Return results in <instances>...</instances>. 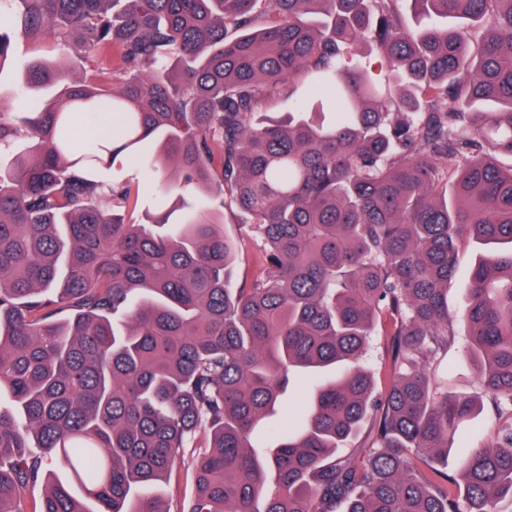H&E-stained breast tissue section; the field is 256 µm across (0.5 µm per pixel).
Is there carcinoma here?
Wrapping results in <instances>:
<instances>
[{"label": "carcinoma", "mask_w": 512, "mask_h": 512, "mask_svg": "<svg viewBox=\"0 0 512 512\" xmlns=\"http://www.w3.org/2000/svg\"><path fill=\"white\" fill-rule=\"evenodd\" d=\"M257 2L0 12V64L46 31L83 59L119 48L112 86L59 94L62 69L35 61L21 111L0 112V512H26L48 465L76 483L49 482L32 512H171L143 489L176 467L189 512L512 503V0ZM103 112L118 137L98 136ZM121 156L181 206L105 214L139 195L100 180ZM226 202L263 243L247 288ZM463 238L493 249L453 314ZM379 323L384 395L364 362ZM452 350L478 396L431 377ZM293 375L310 400L283 426ZM483 400L504 420L475 444L457 430ZM367 425L375 442L348 448Z\"/></svg>", "instance_id": "carcinoma-1"}]
</instances>
